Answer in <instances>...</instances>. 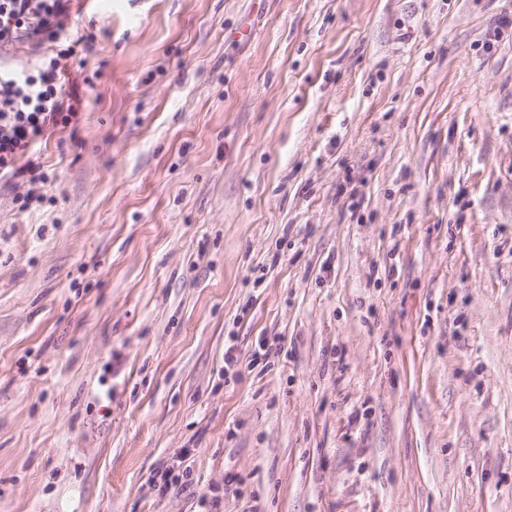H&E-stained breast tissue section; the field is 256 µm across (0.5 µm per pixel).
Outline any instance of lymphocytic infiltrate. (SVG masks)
<instances>
[{
    "label": "lymphocytic infiltrate",
    "mask_w": 512,
    "mask_h": 512,
    "mask_svg": "<svg viewBox=\"0 0 512 512\" xmlns=\"http://www.w3.org/2000/svg\"><path fill=\"white\" fill-rule=\"evenodd\" d=\"M72 0H0V182L28 184L21 207H42L49 174L35 146L77 120L81 99L66 86L64 60L93 52L65 19Z\"/></svg>",
    "instance_id": "obj_1"
}]
</instances>
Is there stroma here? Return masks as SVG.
Segmentation results:
<instances>
[{
	"label": "stroma",
	"mask_w": 512,
	"mask_h": 512,
	"mask_svg": "<svg viewBox=\"0 0 512 512\" xmlns=\"http://www.w3.org/2000/svg\"><path fill=\"white\" fill-rule=\"evenodd\" d=\"M80 5L0 512H512V0Z\"/></svg>",
	"instance_id": "35a3bbf8"
}]
</instances>
